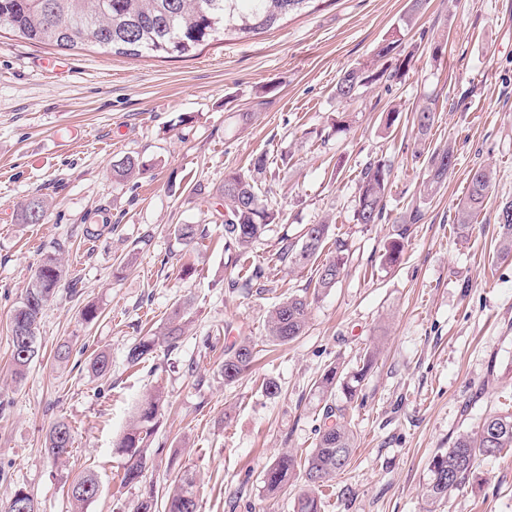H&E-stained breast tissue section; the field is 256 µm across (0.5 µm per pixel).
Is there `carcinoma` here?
Returning <instances> with one entry per match:
<instances>
[{
	"label": "carcinoma",
	"instance_id": "1",
	"mask_svg": "<svg viewBox=\"0 0 512 512\" xmlns=\"http://www.w3.org/2000/svg\"><path fill=\"white\" fill-rule=\"evenodd\" d=\"M309 0H0V26H7L28 40L70 50L91 41L96 45L127 57L145 54L169 58L182 57L196 47L221 37H247L271 29L292 12L308 7ZM409 59L405 58L391 71L371 72L368 67L346 69L336 83V97L356 98L360 90L376 80L401 79ZM434 123V112L422 106L416 112L417 131L427 134ZM454 148L445 145L434 149L427 158L431 178L423 185V194H433L438 184L455 166ZM266 158L251 161L250 173L230 170L224 173L219 192L224 199V250L233 251L241 259L249 252L267 227L283 220L280 211L262 199L255 188L254 175L265 171ZM143 162L126 156L112 167L119 182L140 173ZM391 170L381 163L371 162L361 173L355 199L354 220L358 224H378L385 217L384 198ZM492 182V170L479 167L470 175L467 191L458 203L457 230L463 233L471 227L473 218L483 209ZM47 207L38 198L30 199L20 212L24 224H43ZM501 235L497 254L512 256V200L504 202L498 213ZM329 225L307 224L300 239L281 238L278 260L292 267H304L317 259L328 239ZM409 228L397 229L388 245L384 261L398 263L405 247ZM176 238L191 244L201 235L196 224H180ZM331 256L317 265L314 287L328 290L343 276L349 259L348 243L338 236L332 242ZM63 267L58 258L47 257L37 268L14 308L11 320L13 376L20 382L32 360L38 355L36 331L48 301L61 285ZM309 319L307 297L293 294L276 306L268 320V339L274 345H284L304 334ZM185 306L172 309L159 334L143 336L127 352L126 361L135 366L151 356L161 343L174 348L184 334ZM257 351L246 338L234 343L224 354L221 373L224 384L238 381L252 367ZM378 349L366 350L359 365L346 369L330 364L314 382L315 391L325 401L320 424L316 429L314 448L303 459L294 453H281L264 474V488L271 494L282 492L290 480L301 478L304 489L294 499L293 512H321V488L336 477L350 460L355 436L346 422L347 411L359 398L364 382L377 361ZM89 370L105 376L111 370L109 356L99 352L90 360ZM343 402L336 403V393ZM162 395L153 393L138 407L136 416L115 451L125 458L122 484L143 485L150 456L148 448L157 432ZM73 427L66 420L56 421L46 437L45 448L55 458L67 457L73 447ZM512 449V411L487 415L473 435L458 437L447 450L432 457L428 470V497L440 505L448 494L462 486L474 473L481 457H495ZM196 480L185 470L174 486L164 494L154 485H143L135 512H197ZM99 483L92 473L73 481L71 495L77 504L96 497Z\"/></svg>",
	"mask_w": 512,
	"mask_h": 512
}]
</instances>
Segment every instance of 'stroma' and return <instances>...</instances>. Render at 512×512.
Masks as SVG:
<instances>
[{
    "label": "stroma",
    "mask_w": 512,
    "mask_h": 512,
    "mask_svg": "<svg viewBox=\"0 0 512 512\" xmlns=\"http://www.w3.org/2000/svg\"><path fill=\"white\" fill-rule=\"evenodd\" d=\"M407 9V0H312L264 33L181 58H131L91 42L60 52L0 30V504L23 488L40 512H131L140 489L121 484L114 444L158 391L165 404L147 480L171 487L174 453L196 476L198 512H293L303 480L271 496L264 472L282 451L313 448L312 385L324 368L355 367L374 346L378 364L347 415L356 446L324 487L322 512H427L432 457L489 413L512 410V259L496 252L498 209L512 199V0H427L411 18ZM386 39L395 57L375 60ZM440 41L444 53L432 55ZM404 57L401 80L337 98L347 68L390 69ZM426 104L435 121L421 137L413 114ZM391 110L399 116L387 131ZM446 144L456 165L424 197V155ZM261 154L259 193L284 221L243 265L224 249L218 189L225 171L248 170ZM126 155L145 169L115 181L112 166ZM374 161L391 170L385 217L359 224L357 185ZM481 165L492 183L464 237L456 208ZM33 197L47 202V223L19 220ZM417 211L401 261L384 263L397 226ZM322 222L347 238L350 261L335 288L311 294L312 267L289 268L276 252L281 236ZM88 224L99 237L84 235ZM179 224L198 225L201 237L181 243ZM49 255L65 276L40 321L39 355L16 383L11 314ZM248 264L264 266L263 291L242 287ZM303 292L305 334L269 344L270 312ZM182 302L178 347L129 366L128 348ZM89 304L100 315L87 323ZM244 338L258 359L225 385L224 354ZM62 343L72 348L64 364L54 359ZM99 351L112 361L103 377L87 367ZM267 378L280 386L271 398ZM62 418L75 442L61 463L45 439ZM86 471L99 492L79 505L69 487ZM440 512H512V451L480 458Z\"/></svg>",
    "instance_id": "obj_1"
}]
</instances>
